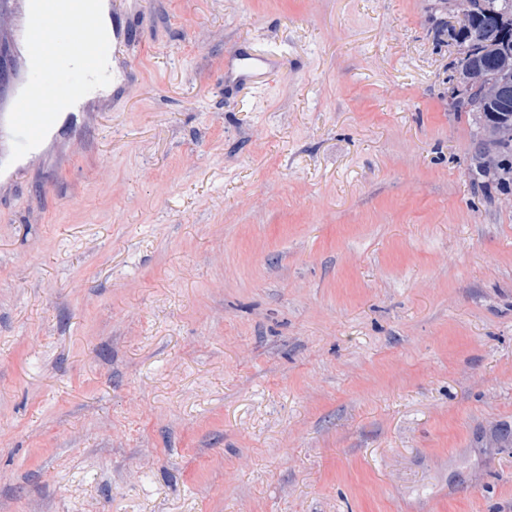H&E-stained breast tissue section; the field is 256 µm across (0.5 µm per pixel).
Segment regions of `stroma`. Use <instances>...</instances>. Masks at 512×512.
<instances>
[{"label": "stroma", "instance_id": "1", "mask_svg": "<svg viewBox=\"0 0 512 512\" xmlns=\"http://www.w3.org/2000/svg\"><path fill=\"white\" fill-rule=\"evenodd\" d=\"M110 3L124 92L0 172V512H512L453 0ZM231 65L245 82H252L256 78L265 76L269 69L268 59L261 56L241 55L236 57Z\"/></svg>", "mask_w": 512, "mask_h": 512}]
</instances>
